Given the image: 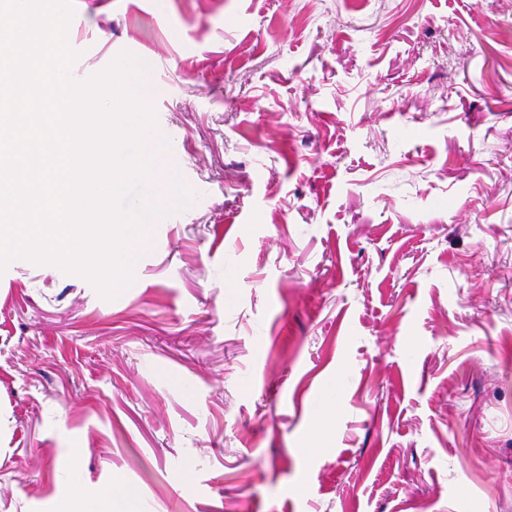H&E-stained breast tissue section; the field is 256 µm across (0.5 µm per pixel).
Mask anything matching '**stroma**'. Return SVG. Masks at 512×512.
<instances>
[{
	"label": "stroma",
	"instance_id": "35a3bbf8",
	"mask_svg": "<svg viewBox=\"0 0 512 512\" xmlns=\"http://www.w3.org/2000/svg\"><path fill=\"white\" fill-rule=\"evenodd\" d=\"M73 4L199 199L0 272V512H512V0Z\"/></svg>",
	"mask_w": 512,
	"mask_h": 512
}]
</instances>
